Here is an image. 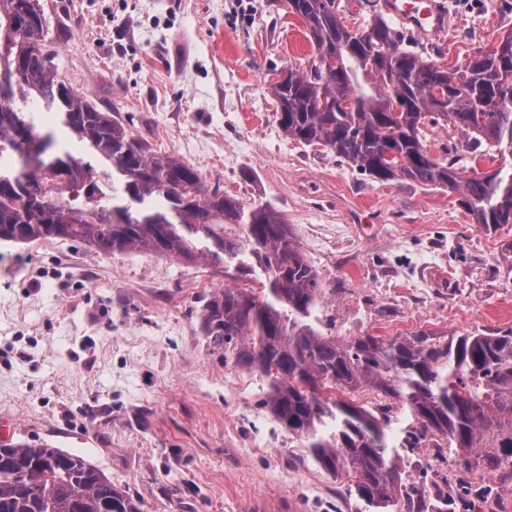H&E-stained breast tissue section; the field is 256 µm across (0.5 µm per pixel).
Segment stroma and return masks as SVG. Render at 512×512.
<instances>
[{
  "label": "stroma",
  "mask_w": 512,
  "mask_h": 512,
  "mask_svg": "<svg viewBox=\"0 0 512 512\" xmlns=\"http://www.w3.org/2000/svg\"><path fill=\"white\" fill-rule=\"evenodd\" d=\"M56 71L159 152L246 204L280 213L319 272V330L349 340L512 327V224L472 223L446 190L378 183L287 139L269 91L315 49L285 0H40ZM444 67L512 30V0H451L445 32L399 24ZM362 210L375 223L358 224ZM220 267L70 239L0 243V439L83 456L145 512H370L262 404L263 379L212 353L201 329ZM404 483L438 463L397 448ZM450 512L512 504L475 466Z\"/></svg>",
  "instance_id": "1"
}]
</instances>
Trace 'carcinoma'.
I'll list each match as a JSON object with an SVG mask.
<instances>
[{"instance_id": "cac0c4a2", "label": "carcinoma", "mask_w": 512, "mask_h": 512, "mask_svg": "<svg viewBox=\"0 0 512 512\" xmlns=\"http://www.w3.org/2000/svg\"><path fill=\"white\" fill-rule=\"evenodd\" d=\"M316 53L335 65L297 69L270 85L286 137L320 145L372 179L412 180L458 194L472 223L512 224V162L463 176L460 150L433 155L422 128L449 122L464 147L512 158V31L455 69L402 46L382 17L352 30L338 0H287ZM38 0H0V154L40 144L34 170L0 166V241L65 238L107 253L153 251L260 272L262 294L226 286L204 307L215 353L266 382L263 405L304 443L319 468L348 480L369 507L398 504L402 474L390 420L342 398L364 387L397 400L455 456L497 472L512 466V328L439 341L421 332L339 341L316 327L318 271L288 225L262 203L245 205L174 155L151 150L112 112L71 88L46 52ZM58 114L94 159L56 148L36 115ZM339 392L333 396L331 390ZM0 512H144L143 502L78 454L47 442L0 439Z\"/></svg>"}]
</instances>
